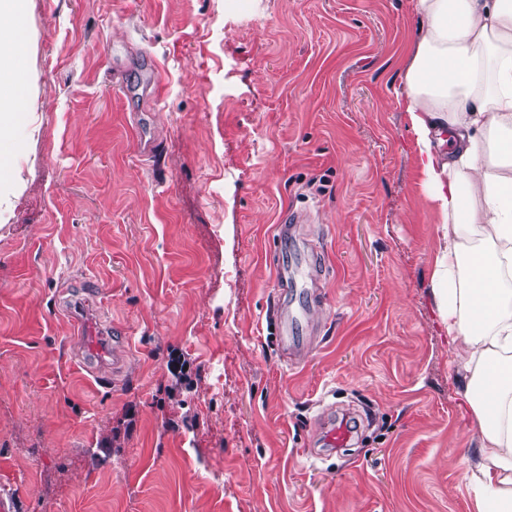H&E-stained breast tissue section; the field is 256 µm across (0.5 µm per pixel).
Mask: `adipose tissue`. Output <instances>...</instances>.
<instances>
[{
	"label": "adipose tissue",
	"instance_id": "obj_1",
	"mask_svg": "<svg viewBox=\"0 0 512 512\" xmlns=\"http://www.w3.org/2000/svg\"><path fill=\"white\" fill-rule=\"evenodd\" d=\"M397 106L440 216L430 279L477 426V512H512V0H415ZM29 0H0V221L22 188L7 144L36 103Z\"/></svg>",
	"mask_w": 512,
	"mask_h": 512
}]
</instances>
